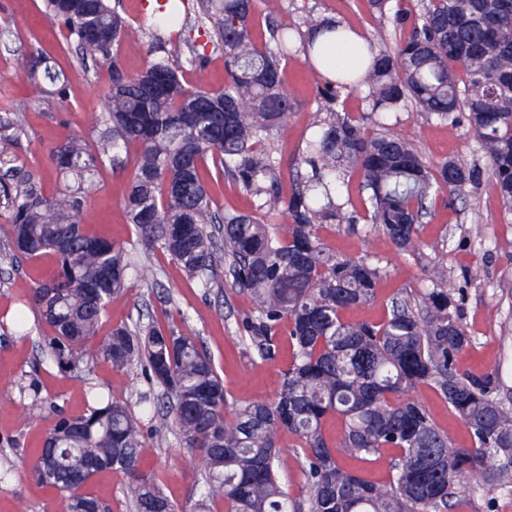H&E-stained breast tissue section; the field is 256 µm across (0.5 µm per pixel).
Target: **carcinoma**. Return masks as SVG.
<instances>
[{"mask_svg":"<svg viewBox=\"0 0 512 512\" xmlns=\"http://www.w3.org/2000/svg\"><path fill=\"white\" fill-rule=\"evenodd\" d=\"M49 20L77 43L81 58L112 60V90L91 143L71 138L54 147L49 161L68 182L56 196L44 194L11 148L26 133L18 116L0 119V236L12 259L51 256L53 275L32 288L37 318L49 328L45 352L63 372L98 361L123 370L136 365L149 386L141 402L173 426L180 445L197 451L206 473V496L224 498L227 512H449L455 484L485 469L490 485L512 474V408L495 396L499 367L483 377L459 371L458 354L471 344L459 300L444 269L433 267L432 287L416 301H401L381 323L348 321L344 314L371 303L380 269L366 256L327 249L317 234L324 224L353 222L339 202L348 174H361L371 224L400 251L420 247L418 222L429 199L446 190L456 196L478 183L483 171L459 161L427 163L405 138L369 132L368 117L339 110L340 97L365 89L371 115L412 107L453 128L467 113L471 135L483 150L498 195L512 210V8L504 0H426L405 43L387 50L331 18L306 21V30L265 17L268 38L254 37L256 0H197L194 16L169 4L155 29L188 25L207 41L184 40L176 52L149 66L147 78L126 76L110 51L130 36L128 22L108 0H45ZM301 44L328 79L320 87L315 130L306 140L307 172L280 195L281 167L270 146L272 130L287 123L293 104L281 64ZM224 54L228 79L213 90L183 80L186 67L208 59L199 48ZM348 47L358 64L332 60ZM39 73L50 94L64 103L68 84L33 52L24 62ZM135 146L137 158L125 197L130 223L149 247L157 246L201 287L218 275L214 234L239 285L253 297L245 321L262 358L276 348L282 325L294 347L293 362L275 397L229 409L224 384L197 336L155 321L121 325L94 342L107 304L130 277L153 275L132 264L125 246L88 232L79 221L95 186L99 158ZM232 180L257 200L256 210H280L286 224H268L253 212L224 214L213 207L202 171ZM428 386L466 424L472 446L455 448L410 392ZM57 420L34 450L42 484L64 494L63 512H110L84 491L95 474L128 477L132 512H182L163 489L140 472V449L154 429L144 428L128 403L111 398ZM343 423L339 444L322 426L329 415ZM301 441L304 495L296 500L275 467L279 435ZM393 448L392 482L382 487L341 468L336 452L360 460Z\"/></svg>","mask_w":512,"mask_h":512,"instance_id":"1","label":"carcinoma"}]
</instances>
